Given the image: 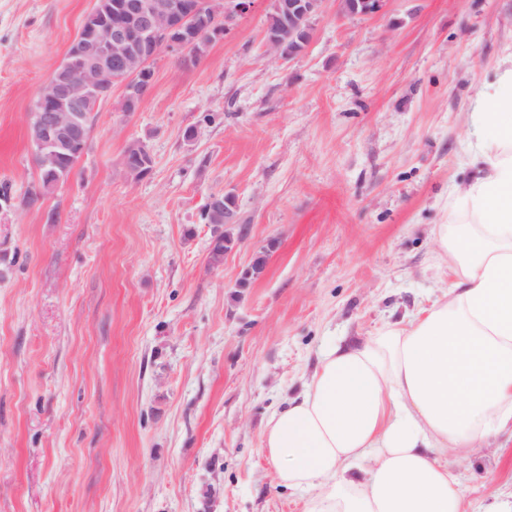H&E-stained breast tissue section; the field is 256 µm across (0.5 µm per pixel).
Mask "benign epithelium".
Returning a JSON list of instances; mask_svg holds the SVG:
<instances>
[{
    "label": "benign epithelium",
    "mask_w": 512,
    "mask_h": 512,
    "mask_svg": "<svg viewBox=\"0 0 512 512\" xmlns=\"http://www.w3.org/2000/svg\"><path fill=\"white\" fill-rule=\"evenodd\" d=\"M281 18L278 28H265L268 50L279 61H288L309 45L313 21L328 0H270ZM348 16H368L381 11L385 0H336ZM254 0H115L112 14L70 43L52 75L40 85L32 102L29 125L37 134L42 159L49 162L59 151H79L88 146L86 116L100 102L122 87L124 110L135 112L152 89L150 63L164 49L182 63L194 56L201 42L224 36L237 20L253 8ZM125 155L152 166L145 144L130 142ZM229 252L241 241L236 211L224 212Z\"/></svg>",
    "instance_id": "benign-epithelium-1"
}]
</instances>
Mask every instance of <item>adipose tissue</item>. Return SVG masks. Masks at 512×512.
<instances>
[{
    "label": "adipose tissue",
    "instance_id": "adipose-tissue-1",
    "mask_svg": "<svg viewBox=\"0 0 512 512\" xmlns=\"http://www.w3.org/2000/svg\"><path fill=\"white\" fill-rule=\"evenodd\" d=\"M477 174L435 225L448 290L370 339L335 341L262 448L305 512H466L449 454L512 437V53L476 97Z\"/></svg>",
    "mask_w": 512,
    "mask_h": 512
}]
</instances>
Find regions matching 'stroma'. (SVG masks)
<instances>
[{"instance_id":"stroma-1","label":"stroma","mask_w":512,"mask_h":512,"mask_svg":"<svg viewBox=\"0 0 512 512\" xmlns=\"http://www.w3.org/2000/svg\"><path fill=\"white\" fill-rule=\"evenodd\" d=\"M94 4L0 0V512H303L266 422L330 341L443 293L432 229L476 173L472 106L512 51V0L331 2L285 63L257 0L196 63L160 53L138 111L118 90L98 105L74 170L31 199L29 109ZM225 193L245 235L214 267L203 212ZM448 464L471 505L512 493L506 438ZM386 0H336L339 10L348 16H368L381 11Z\"/></svg>"}]
</instances>
